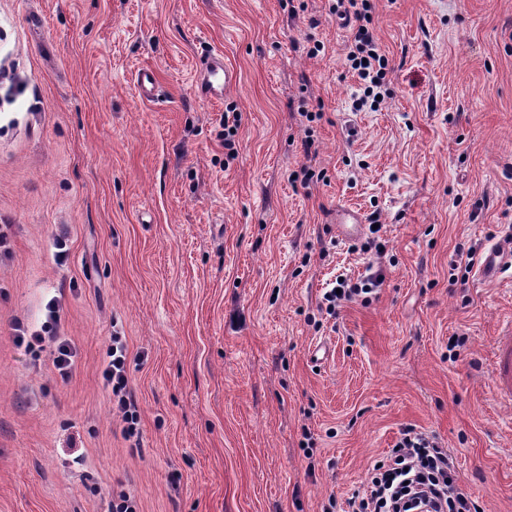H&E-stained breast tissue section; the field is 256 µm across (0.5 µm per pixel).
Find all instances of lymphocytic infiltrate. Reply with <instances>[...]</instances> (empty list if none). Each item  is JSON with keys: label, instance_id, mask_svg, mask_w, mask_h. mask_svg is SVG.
I'll return each mask as SVG.
<instances>
[{"label": "lymphocytic infiltrate", "instance_id": "1", "mask_svg": "<svg viewBox=\"0 0 512 512\" xmlns=\"http://www.w3.org/2000/svg\"><path fill=\"white\" fill-rule=\"evenodd\" d=\"M336 14L356 24L347 60L365 83L362 96L355 101L360 109L377 98L388 61L376 49L370 0H336ZM128 371L127 347L121 337H113L102 378L124 422V434L131 437L139 414L128 389ZM421 503L427 505L428 512H477L450 451L435 436L407 426L386 458L374 463L365 488L348 500L347 507L348 512H416Z\"/></svg>", "mask_w": 512, "mask_h": 512}]
</instances>
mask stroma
Listing matches in <instances>:
<instances>
[{"label":"stroma","instance_id":"obj_1","mask_svg":"<svg viewBox=\"0 0 512 512\" xmlns=\"http://www.w3.org/2000/svg\"><path fill=\"white\" fill-rule=\"evenodd\" d=\"M371 3L391 71L357 111L332 0H0V512H109L123 491L139 512L342 510L409 425L478 512H512L490 371L512 270L468 265L512 232V0ZM216 51L237 82L205 102ZM339 204L380 231L338 238ZM371 274L326 314L337 276ZM54 297L65 380L13 329ZM116 329L136 439L102 379ZM338 286L332 288L330 291L324 294L325 310L331 317L338 314L339 309L345 302L352 301L355 297L361 296V294L371 293L374 285L371 278H367L361 284L352 283L350 280L342 278V275L337 278ZM340 289L341 293H336V290ZM55 356L53 358L52 364L55 370L58 372L61 379H67L71 372L72 368L74 366V357H75V351L71 347V345L66 342L65 340H62L58 342V345L55 349Z\"/></svg>","mask_w":512,"mask_h":512}]
</instances>
